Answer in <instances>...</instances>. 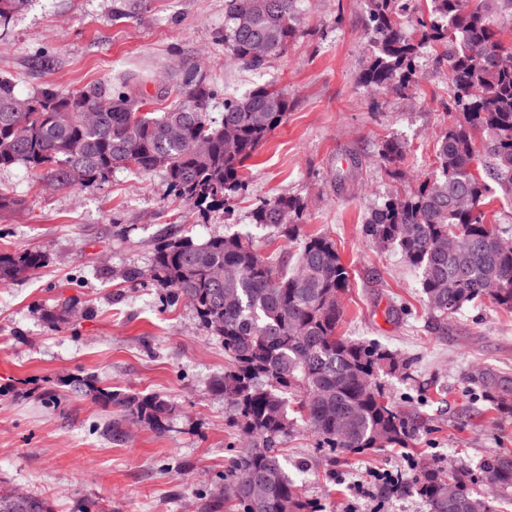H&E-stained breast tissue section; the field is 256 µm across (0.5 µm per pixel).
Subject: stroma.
<instances>
[{"label":"stroma","mask_w":512,"mask_h":512,"mask_svg":"<svg viewBox=\"0 0 512 512\" xmlns=\"http://www.w3.org/2000/svg\"><path fill=\"white\" fill-rule=\"evenodd\" d=\"M302 33L262 71L244 69L224 50V0H30L0 27V75L28 95L50 83L63 91L112 84L126 73L156 95L178 62L196 58L224 94L258 84L284 89L290 109L244 175L249 190L206 213L169 196L162 170L117 171L91 190L35 178L23 166L0 169V193L22 199L0 211V251L37 249L36 274L0 286V488L45 500L52 512H236L223 497L224 472L249 442L230 426L223 393L221 342L193 308L171 302L148 271L167 236L252 235L264 253L282 254L271 229L249 221L256 199L305 197L303 232L333 237L349 268L341 335L377 341L410 365L388 387L423 425L408 453H332L297 428L283 442L288 475L325 512H427L411 489L425 467L474 469L512 450V417L478 400L468 378L487 366L512 373V312L486 303L445 320L426 309L417 275L393 250L364 233L367 211L404 191L377 156L387 138L405 142L409 179L427 174L451 118L448 77L431 57L418 67V93L374 95L360 73L373 52L363 0H300ZM362 156L350 168L349 154ZM73 316H59L61 303ZM97 387L158 394L175 407L165 433L135 420L122 440L108 429L110 410ZM63 395L45 404L46 389ZM373 469L401 471L404 491L356 500L355 480Z\"/></svg>","instance_id":"stroma-1"}]
</instances>
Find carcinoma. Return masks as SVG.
<instances>
[{
  "instance_id": "obj_1",
  "label": "carcinoma",
  "mask_w": 512,
  "mask_h": 512,
  "mask_svg": "<svg viewBox=\"0 0 512 512\" xmlns=\"http://www.w3.org/2000/svg\"><path fill=\"white\" fill-rule=\"evenodd\" d=\"M29 0H0V25ZM297 0H224V49L242 65L262 70L299 33ZM364 29L375 51L360 75L379 93L413 95L417 63L424 52L448 75V111L456 112L436 145V166L402 193L375 203L365 235L400 252L418 273L426 307L443 320L482 299L512 311V232L490 210L495 192L512 197V69L494 63L512 55V0H364ZM414 20L409 36L402 19ZM265 45L253 55L256 41ZM143 80L129 75L116 85H94L76 93L45 86L31 96L0 76V168L25 166L37 178L64 187L90 189L115 170L166 171L169 190L202 212L248 191L243 173L290 108L288 94L272 84L242 96L224 95V112H207L215 90L186 62L176 83L159 96H173L163 112H148ZM101 107L90 123L85 111ZM237 133L224 147L223 127ZM207 150L199 152L198 145ZM405 143L386 139L378 157L396 179ZM307 208L297 195L256 202L252 223L270 228L294 251L292 270L263 255L252 238L224 234L198 240L172 237L154 251L152 280L174 300L192 298L201 326L224 344L228 365L215 388L233 411L231 424L256 440L226 474L246 486L266 478L271 486L263 512H323L288 476L276 445L302 423L321 446L357 455L405 448L421 427L387 392L383 378L401 375L407 364L391 349L337 335L343 309L329 301L346 291L350 272L336 241L326 233L304 235ZM455 235L460 252L448 256L441 243ZM38 250L0 251V285L41 268ZM481 400L512 417V373L485 367L474 379ZM112 408V435L131 417L158 434L167 431L173 406L153 394L97 389ZM350 419L336 435V418ZM489 489L481 496L474 486ZM414 490L428 512H497L512 502V452L497 453L475 473L423 469ZM0 512H49L31 496L0 494Z\"/></svg>"
}]
</instances>
